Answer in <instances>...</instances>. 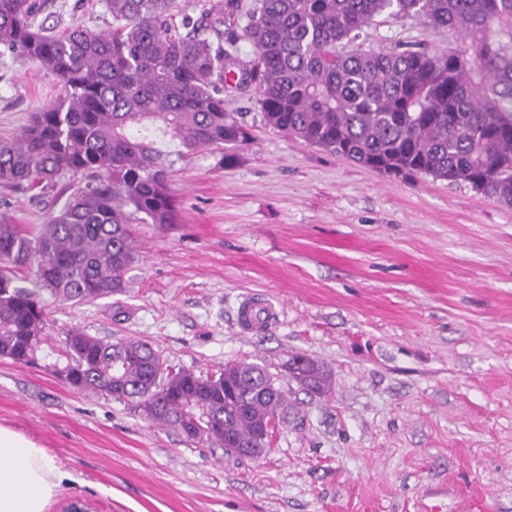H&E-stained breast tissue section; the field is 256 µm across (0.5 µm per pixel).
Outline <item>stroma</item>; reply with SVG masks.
I'll return each instance as SVG.
<instances>
[{
  "label": "stroma",
  "instance_id": "1",
  "mask_svg": "<svg viewBox=\"0 0 512 512\" xmlns=\"http://www.w3.org/2000/svg\"><path fill=\"white\" fill-rule=\"evenodd\" d=\"M37 24L112 26L105 0H45ZM456 35L424 17L378 16L337 52ZM62 82L0 56V140L53 105ZM250 140L234 162L167 144L176 224H139L122 293L49 299V346L73 328L148 342L173 369L267 367L294 407L257 459L229 457L73 388L46 367L0 359V424L38 441L69 474L47 512H512V207L465 183L404 181L268 127L226 89ZM74 180L41 194L0 184V215L30 230ZM277 312L237 322L242 298ZM323 367L329 395L285 376L292 355Z\"/></svg>",
  "mask_w": 512,
  "mask_h": 512
}]
</instances>
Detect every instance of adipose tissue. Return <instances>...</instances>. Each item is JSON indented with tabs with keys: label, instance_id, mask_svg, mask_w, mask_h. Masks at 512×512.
I'll return each instance as SVG.
<instances>
[{
	"label": "adipose tissue",
	"instance_id": "adipose-tissue-1",
	"mask_svg": "<svg viewBox=\"0 0 512 512\" xmlns=\"http://www.w3.org/2000/svg\"><path fill=\"white\" fill-rule=\"evenodd\" d=\"M67 477L40 443L0 425V512H47Z\"/></svg>",
	"mask_w": 512,
	"mask_h": 512
}]
</instances>
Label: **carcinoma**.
Returning <instances> with one entry per match:
<instances>
[{"label":"carcinoma","mask_w":512,"mask_h":512,"mask_svg":"<svg viewBox=\"0 0 512 512\" xmlns=\"http://www.w3.org/2000/svg\"><path fill=\"white\" fill-rule=\"evenodd\" d=\"M112 29L35 27L40 0H0V52L60 77L59 100L19 135L0 140V183L42 192L64 172L91 176L33 232L0 221V358L33 364L47 345L48 293L75 304L121 293L138 259L135 224H173L169 139L180 150H225L249 134L224 111V90L254 93L266 124L381 174L464 182L512 207V0H256L242 67L224 50L236 0L179 12L177 0H106ZM418 14L461 36L449 50L336 52L375 17ZM34 269L33 278L19 273ZM72 386L127 400L149 421L240 459L270 447L292 406L257 364L175 371L134 339L79 328L64 339ZM286 372L329 390L317 363L296 354Z\"/></svg>","instance_id":"cac0c4a2"}]
</instances>
